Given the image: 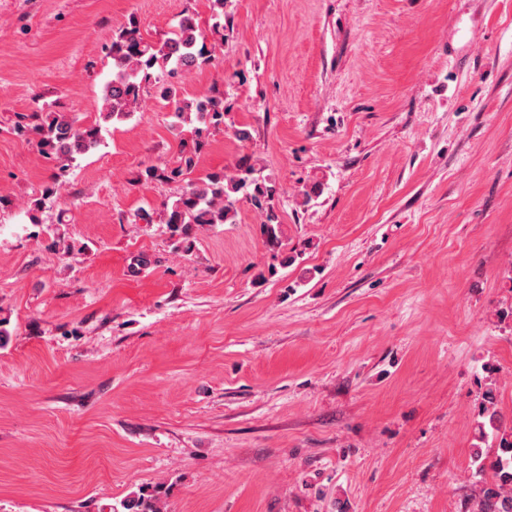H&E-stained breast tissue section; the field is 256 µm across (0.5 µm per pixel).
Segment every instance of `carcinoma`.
I'll use <instances>...</instances> for the list:
<instances>
[{
	"mask_svg": "<svg viewBox=\"0 0 512 512\" xmlns=\"http://www.w3.org/2000/svg\"><path fill=\"white\" fill-rule=\"evenodd\" d=\"M109 53L112 79L104 90L103 119L130 117L139 108L146 85L152 82L171 109L172 128L193 124L199 136L224 125L231 111L224 93L214 91L198 97L179 94L178 84L184 76L213 64L216 59L195 15L182 14L173 36L158 41L144 38L137 21L131 18L114 33ZM13 131L27 142L35 143L45 158L55 162L59 178L66 175L77 157L101 143L99 125L80 124L68 113L48 111L42 105L17 114ZM204 145L205 142L198 139L194 151L181 152L175 166L151 165L141 173L146 181L188 179L185 191L173 203L163 204V223L168 226L174 247L189 251L191 238L202 225L233 223L235 204L242 194L264 215L261 226L266 245L272 250L280 248L282 228L274 205L275 185L255 176V167L247 157L239 161L231 174L208 173L189 178ZM481 400L475 433L477 443L471 457L477 471L488 470L491 478L479 482L469 512H512V424L505 421L499 410L493 388H486ZM489 440L495 442L492 453L482 447ZM122 507L125 512H159L155 499L141 495L125 500Z\"/></svg>",
	"mask_w": 512,
	"mask_h": 512,
	"instance_id": "carcinoma-1",
	"label": "carcinoma"
}]
</instances>
